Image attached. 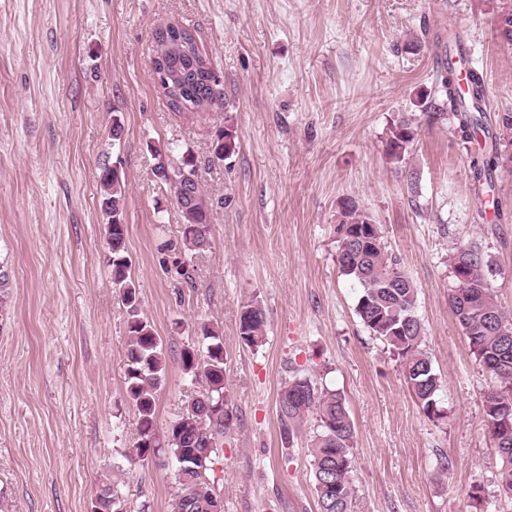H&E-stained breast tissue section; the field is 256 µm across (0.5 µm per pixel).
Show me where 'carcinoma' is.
I'll return each mask as SVG.
<instances>
[{"label":"carcinoma","instance_id":"carcinoma-1","mask_svg":"<svg viewBox=\"0 0 512 512\" xmlns=\"http://www.w3.org/2000/svg\"><path fill=\"white\" fill-rule=\"evenodd\" d=\"M495 25L501 40L512 45V0L499 7ZM158 46L152 62L165 66L169 82L160 89L175 112H207L223 106L206 85V58L192 31L168 23L154 31ZM438 91L444 95L464 142L483 129L487 105L482 74L469 72V96L459 95L456 66L447 63L440 74ZM416 107L424 113L442 112L433 103L432 91L416 94ZM497 135L488 144L485 164L474 167V179L492 178L499 166L512 165V112H496ZM418 135V124L400 116L390 122L385 151L397 166L403 164ZM236 130L231 120L214 142L217 161L235 153ZM177 167L186 192L174 195L184 219L183 245L199 253L210 246L208 216L201 184L191 155L175 163H159L155 175L172 191L164 167ZM99 206L110 252L112 283L126 306V393L137 410L139 438L135 455L144 461L155 454L156 393L166 377L167 360L162 341L141 311L137 288L131 277L124 223L126 177L117 166L105 167L99 180ZM336 261L340 272L361 289L356 313L370 335L379 339L403 368L405 382L424 414L432 420L445 418L438 394L442 378L421 348L422 326L415 314L418 288L404 272L400 257L385 245L383 232L373 216L351 199L341 202L336 218ZM456 286L448 303L462 328L478 365L494 380L485 394L484 418L498 454L496 482L500 494L512 499V313L499 303L488 281L491 262L476 243L458 247L450 257ZM267 318L258 302L242 307L239 339L252 348L265 339ZM185 373L205 383L204 392L188 403L168 430L167 451L177 463L176 491L171 512H224L222 502L208 489L210 464L224 440L230 415L224 410V339L217 327L202 329V343L181 352ZM278 414L281 434L292 441L306 439L320 512H351L353 483L351 448L355 428L341 393L320 386L307 374L295 373L280 390ZM95 512H123L117 487L101 485L95 496Z\"/></svg>","mask_w":512,"mask_h":512}]
</instances>
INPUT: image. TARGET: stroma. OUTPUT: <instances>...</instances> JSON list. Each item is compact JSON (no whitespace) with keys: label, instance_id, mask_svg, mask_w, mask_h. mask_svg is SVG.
Returning a JSON list of instances; mask_svg holds the SVG:
<instances>
[{"label":"stroma","instance_id":"stroma-1","mask_svg":"<svg viewBox=\"0 0 512 512\" xmlns=\"http://www.w3.org/2000/svg\"><path fill=\"white\" fill-rule=\"evenodd\" d=\"M499 0H0V512H90L117 481L124 512H170L176 464L138 460L126 396V308L112 284L99 175L126 173V248L141 308L163 343L155 435L201 389L181 367L201 324L218 326L232 415L215 463L224 512H318L304 442L282 439L277 395L300 370L341 392L355 425L353 512H512L495 484L484 421L493 380L448 305L449 258L472 242L512 312V168L481 205L451 113L420 121L404 166L385 153L393 118L434 89L449 31L485 77L488 108L512 110V45ZM195 31L224 107L169 109L151 68L154 31ZM124 138L113 144L111 115ZM232 121L237 148L212 159ZM190 152L208 203L211 246L181 247L183 218L155 175ZM415 173L408 188L407 173ZM352 199L380 224L418 288L422 347L446 416L429 420L398 359L356 314L359 285L336 263V214ZM260 302L267 337L238 336ZM480 500H472V491ZM266 325V313L261 304L256 301L245 304L240 312L238 326L242 344L249 348L261 345L265 339Z\"/></svg>","mask_w":512,"mask_h":512}]
</instances>
